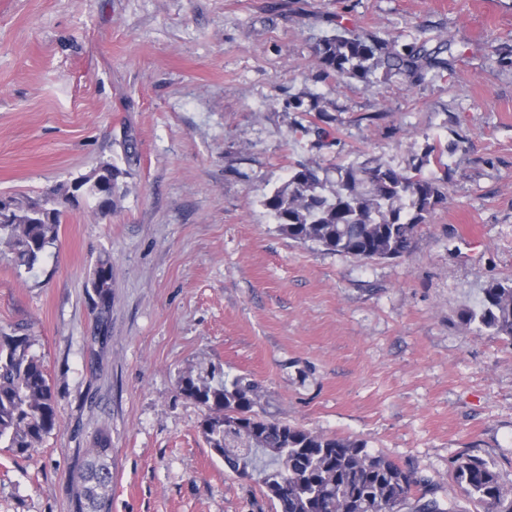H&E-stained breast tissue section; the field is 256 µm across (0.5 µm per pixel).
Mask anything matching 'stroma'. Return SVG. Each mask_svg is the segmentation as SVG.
I'll use <instances>...</instances> for the list:
<instances>
[{
    "label": "stroma",
    "instance_id": "obj_1",
    "mask_svg": "<svg viewBox=\"0 0 512 512\" xmlns=\"http://www.w3.org/2000/svg\"><path fill=\"white\" fill-rule=\"evenodd\" d=\"M343 28L453 40L424 80H318ZM512 0H0V195L37 197L111 162L112 215L67 208L32 270L0 246V330L21 328L58 400L29 456L0 448V512H73L98 430L112 512H276L205 441L180 389L259 385V414L355 439L473 512L450 468L484 459L512 489V345L461 324L512 281ZM314 98L317 112L287 110ZM331 115L322 124L318 114ZM136 139L127 160L125 135ZM463 146L442 162L432 142ZM448 174L406 254L300 244L263 205L300 162ZM112 266L108 333L88 294Z\"/></svg>",
    "mask_w": 512,
    "mask_h": 512
}]
</instances>
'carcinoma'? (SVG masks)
I'll list each match as a JSON object with an SVG mask.
<instances>
[{
	"instance_id": "1",
	"label": "carcinoma",
	"mask_w": 512,
	"mask_h": 512,
	"mask_svg": "<svg viewBox=\"0 0 512 512\" xmlns=\"http://www.w3.org/2000/svg\"><path fill=\"white\" fill-rule=\"evenodd\" d=\"M452 41L437 46L401 44L375 32H338L321 39L319 77L357 79L370 86L375 71L424 79L433 70L449 69L442 57ZM335 179L317 162L299 163L288 181L264 197L279 230L301 244L373 261L408 252L422 224L445 199L437 180L421 168L397 169L388 164L336 165ZM61 184L44 198L49 213L36 211L38 201L12 198V222L0 224V245L13 255L16 267L28 270L59 237L63 198ZM95 291L104 301L98 325L108 322L111 291L99 275ZM466 325L512 342V284L494 282L483 289L480 303L461 316ZM25 334L0 332V447L26 456L58 423L57 398L43 362L30 353ZM182 391L208 410L201 423L210 448L237 475L258 473L277 512H459L457 505L436 497L432 489L410 499L413 479L364 443L327 436L268 419L255 411L258 386L239 379L181 381ZM78 476L74 512H111L112 440L99 434L85 449ZM451 474L466 497L485 512H512V492L481 458L461 455Z\"/></svg>"
}]
</instances>
